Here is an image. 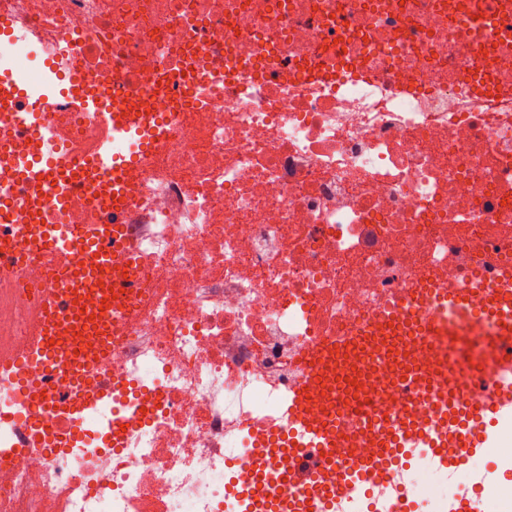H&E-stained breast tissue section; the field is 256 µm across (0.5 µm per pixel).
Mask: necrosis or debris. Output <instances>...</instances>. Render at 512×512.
<instances>
[{
    "instance_id": "4bbe7bcc",
    "label": "necrosis or debris",
    "mask_w": 512,
    "mask_h": 512,
    "mask_svg": "<svg viewBox=\"0 0 512 512\" xmlns=\"http://www.w3.org/2000/svg\"><path fill=\"white\" fill-rule=\"evenodd\" d=\"M0 0L13 56L169 114L129 169L144 300L108 359L158 407L124 448L6 452L0 512H237L224 476L281 418L310 345L401 295L512 265V0ZM91 155L89 112L30 107ZM38 309L0 289V355Z\"/></svg>"
}]
</instances>
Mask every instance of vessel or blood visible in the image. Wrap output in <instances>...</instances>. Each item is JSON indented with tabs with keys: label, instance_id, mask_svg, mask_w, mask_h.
Returning <instances> with one entry per match:
<instances>
[{
	"label": "vessel or blood",
	"instance_id": "obj_1",
	"mask_svg": "<svg viewBox=\"0 0 512 512\" xmlns=\"http://www.w3.org/2000/svg\"><path fill=\"white\" fill-rule=\"evenodd\" d=\"M12 90L32 103L59 99L50 74L36 85L14 80ZM148 124L153 132L134 144L136 155L153 148L166 133L167 121L117 109L99 113L103 150L88 172L69 156L43 155V134L26 125L23 113H0V161L12 174L0 182V204L16 202L18 213L17 223L0 225V281L21 276L30 262L53 273L38 285L40 320L28 353L0 361V376L8 380L0 389V421L15 427L17 447H72L82 438L86 411L93 406L97 421L112 430L113 447L121 448L126 443L122 424L142 419L143 409L152 405L151 394L140 392L139 411L127 414L118 405L124 381L106 385L99 374L113 337L121 333L125 304L145 292L134 273L141 255L138 228L63 221L76 190L87 183L99 195L111 196L113 213H120L130 161L116 152ZM423 297L436 314L411 320L400 297L386 314L395 329L405 330L407 347L377 340L372 353L378 362L402 364L404 390L431 406L428 419L409 421L380 405L369 417L345 409L341 421H324L314 383L320 379L332 385L348 374L333 350L347 347L353 338L330 340L304 365L288 402L285 428L254 432L255 449L234 477L247 485L240 496L244 512H331L337 503L345 505V512H363L372 485L388 475L387 462L419 456L444 467L449 450L465 463L496 448V426L512 420V266L499 269L493 287L471 276L456 287L426 289ZM474 308L490 315L491 326L473 352L457 336L450 315ZM425 344L436 347V361L429 370L414 369L405 350ZM18 402L24 413L15 411ZM362 441L374 455L359 451ZM312 448L325 456L320 466L312 464Z\"/></svg>",
	"mask_w": 512,
	"mask_h": 512
}]
</instances>
